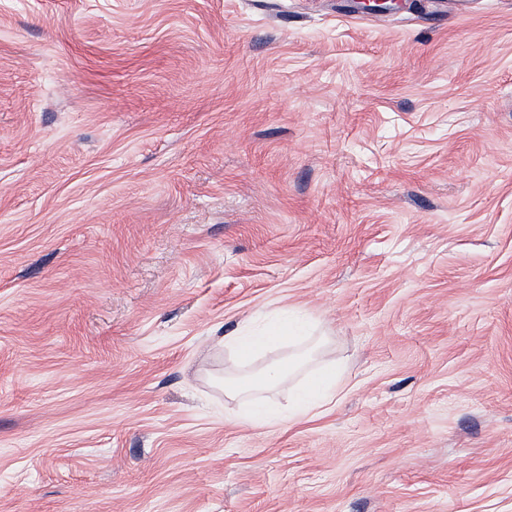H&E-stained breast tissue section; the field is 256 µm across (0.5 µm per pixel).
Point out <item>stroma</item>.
I'll list each match as a JSON object with an SVG mask.
<instances>
[{
  "mask_svg": "<svg viewBox=\"0 0 512 512\" xmlns=\"http://www.w3.org/2000/svg\"><path fill=\"white\" fill-rule=\"evenodd\" d=\"M0 0V512H512V0ZM331 409L252 427L281 312ZM288 324L274 326L268 330L264 336H224L222 344L235 353L236 359L240 364L246 363L252 356L256 348L263 345L264 342H274L292 336H288Z\"/></svg>",
  "mask_w": 512,
  "mask_h": 512,
  "instance_id": "1",
  "label": "stroma"
}]
</instances>
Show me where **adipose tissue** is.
I'll list each match as a JSON object with an SVG mask.
<instances>
[{"mask_svg": "<svg viewBox=\"0 0 512 512\" xmlns=\"http://www.w3.org/2000/svg\"><path fill=\"white\" fill-rule=\"evenodd\" d=\"M321 362V369L309 378L307 387L298 393L287 416H279L257 407L244 420L250 425L265 427L281 423L283 418H302L331 404L336 397V363L320 361L318 347H311L274 362L267 369L246 375H229L224 379L226 398L243 402L252 394L287 386L289 379L313 362Z\"/></svg>", "mask_w": 512, "mask_h": 512, "instance_id": "ef3b65f1", "label": "adipose tissue"}]
</instances>
